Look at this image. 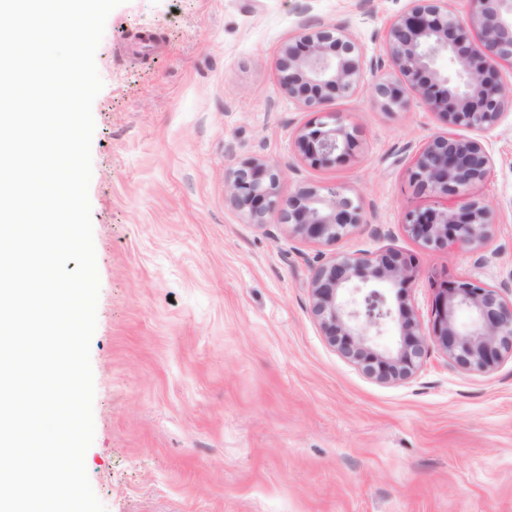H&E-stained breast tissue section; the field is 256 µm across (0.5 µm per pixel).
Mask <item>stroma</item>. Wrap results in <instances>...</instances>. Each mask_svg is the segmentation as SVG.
Returning <instances> with one entry per match:
<instances>
[{"label":"stroma","instance_id":"obj_1","mask_svg":"<svg viewBox=\"0 0 512 512\" xmlns=\"http://www.w3.org/2000/svg\"><path fill=\"white\" fill-rule=\"evenodd\" d=\"M411 0H125L96 63L91 219L101 289L91 342L107 512H512V357L464 370L427 342L417 371L382 383L331 346L309 282L337 253L415 255L409 303L431 327L433 280L512 283V108L476 137L492 158L470 189L495 214L479 250L416 240L408 210H454L409 170L445 125L400 81L384 42ZM320 26L361 52L363 83L329 102L359 132L354 159L314 168L295 140L313 112L285 93L288 41ZM280 169L281 197L340 187L364 222L336 243L252 224L230 198L243 162Z\"/></svg>","mask_w":512,"mask_h":512}]
</instances>
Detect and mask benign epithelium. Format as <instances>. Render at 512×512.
Wrapping results in <instances>:
<instances>
[{"instance_id": "obj_1", "label": "benign epithelium", "mask_w": 512, "mask_h": 512, "mask_svg": "<svg viewBox=\"0 0 512 512\" xmlns=\"http://www.w3.org/2000/svg\"><path fill=\"white\" fill-rule=\"evenodd\" d=\"M460 17L445 0H411L410 8L389 26V58L402 82H378L374 90L387 110L407 104L413 93L448 132L431 137L416 155L410 180L419 192L463 197L490 173L491 157L480 140L458 134L496 126L512 87L502 79L501 67L512 66V0H465ZM448 57L453 71L441 72L437 59ZM282 86L289 97L316 112L332 99L361 86V62L355 44L328 27H320L286 44L278 61ZM356 131L341 116L334 126L315 119L301 131L296 147L312 167H335L355 156ZM280 172L260 161H247L229 177L231 200L252 224H287L294 233L326 244L334 243L363 223L362 208L337 189L302 186L287 199L279 192ZM493 213L475 200L458 209H415L406 214L410 233L429 248L449 245L476 249L491 235ZM417 263L412 255L387 249L358 256L334 255L318 266L309 285L311 312L328 342L356 363L369 377L390 383L409 378L424 352L425 340L411 307L408 290ZM371 280L396 290L397 306L387 295L370 289L350 303L346 290ZM508 286L492 287L470 278L435 283L432 340L457 366L490 372L512 355V299ZM471 313V324L456 323V312ZM399 318L400 348L381 352L372 336Z\"/></svg>"}]
</instances>
